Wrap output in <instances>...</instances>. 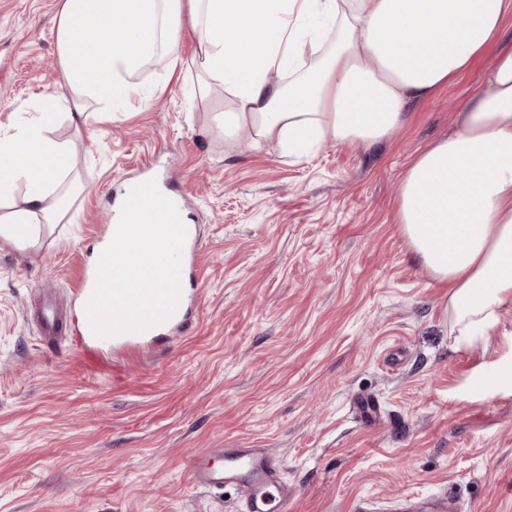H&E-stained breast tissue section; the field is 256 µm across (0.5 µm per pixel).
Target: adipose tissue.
Listing matches in <instances>:
<instances>
[{"label": "adipose tissue", "instance_id": "obj_1", "mask_svg": "<svg viewBox=\"0 0 512 512\" xmlns=\"http://www.w3.org/2000/svg\"><path fill=\"white\" fill-rule=\"evenodd\" d=\"M512 18V0H59L56 47L72 90L118 111L139 87L144 63L177 68L184 21L197 34L202 88L224 93L225 138L249 129L300 157L326 139L369 146L408 112L450 87ZM332 47L310 67L306 47ZM287 74L284 83L271 73ZM60 98L39 102L38 125L0 138V201L24 186L23 204L0 217V238L25 247L37 225L62 219L48 205L71 168L43 128ZM395 221L411 251L448 291V334L471 347L497 334L512 312V45L499 50L456 132L422 151L405 171Z\"/></svg>", "mask_w": 512, "mask_h": 512}]
</instances>
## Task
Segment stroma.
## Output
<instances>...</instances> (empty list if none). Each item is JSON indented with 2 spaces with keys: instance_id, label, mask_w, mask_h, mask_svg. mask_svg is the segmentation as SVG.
<instances>
[{
  "instance_id": "1",
  "label": "stroma",
  "mask_w": 512,
  "mask_h": 512,
  "mask_svg": "<svg viewBox=\"0 0 512 512\" xmlns=\"http://www.w3.org/2000/svg\"><path fill=\"white\" fill-rule=\"evenodd\" d=\"M59 0H0V136L35 125L44 93L62 108L44 133L84 187L66 216L19 248L0 238V512H237L235 490L190 479L203 448H265L295 491L290 512H392L448 491L460 512H512V313L502 335L453 349L446 289L394 222L413 159L451 135L495 61L489 46L451 87L372 148L327 139L289 160L239 131L224 96L196 94L197 38L182 66L145 63L142 94L112 115L74 93L57 58ZM174 173L199 233L202 290L190 329L140 348L48 350L26 311L69 310L127 174ZM372 395L375 422L352 414Z\"/></svg>"
}]
</instances>
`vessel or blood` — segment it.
<instances>
[{
  "label": "vessel or blood",
  "instance_id": "1",
  "mask_svg": "<svg viewBox=\"0 0 512 512\" xmlns=\"http://www.w3.org/2000/svg\"><path fill=\"white\" fill-rule=\"evenodd\" d=\"M182 278H198V239L195 226H188L182 253ZM96 283L95 269H88L77 290L78 305L72 314H64L55 304L45 303L37 318L46 333V345H55L63 336H72L85 344L147 343L187 328L193 297L182 291L178 306L165 322L140 333H121L108 338L95 335L90 327L86 304ZM192 480L209 490L234 488L239 496V512H288L294 492L280 477L281 464L264 448H207L195 452L189 460ZM400 512H458V503L450 494L411 496L403 500Z\"/></svg>",
  "mask_w": 512,
  "mask_h": 512
}]
</instances>
